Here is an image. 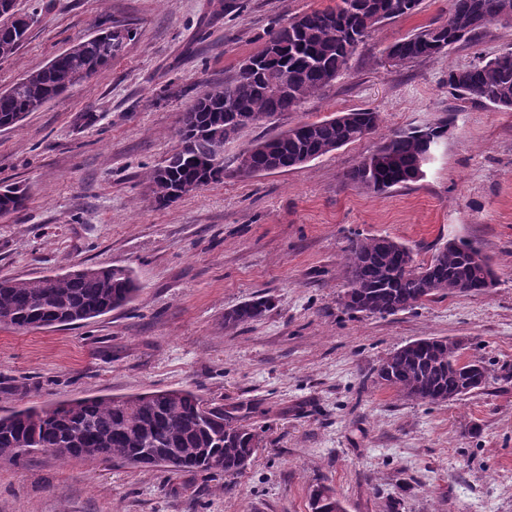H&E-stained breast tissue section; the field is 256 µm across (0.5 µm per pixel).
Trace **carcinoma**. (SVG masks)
<instances>
[{"instance_id": "1", "label": "carcinoma", "mask_w": 512, "mask_h": 512, "mask_svg": "<svg viewBox=\"0 0 512 512\" xmlns=\"http://www.w3.org/2000/svg\"><path fill=\"white\" fill-rule=\"evenodd\" d=\"M420 0H336L324 9L288 18L267 33L260 52L250 56L254 68L239 69L230 83L206 89L182 119L179 148L150 173L154 201L168 206L178 197L224 179V162L213 150L211 126L224 125V140L285 112H295L348 68L352 56L375 29L409 17ZM512 13V0H453L448 18L421 27L392 44L387 54L403 62L434 58L449 46L476 34L475 16L492 23ZM30 23L0 25V57L18 52ZM112 25L102 22L98 33L81 39L45 66L27 73L0 91V130L13 128L73 86L87 81L112 63L123 45L109 43ZM448 89L460 99L475 100L512 111V50L463 69L448 71ZM379 114L357 109L333 117L300 122L250 145L234 163L246 176L275 167L286 171L302 158H318L371 134ZM446 119L425 128L394 134L380 146L382 162L352 168L350 183L374 193L405 186L423 177L419 162L427 150L424 135L434 142L448 137ZM26 190L0 185V214L25 207ZM467 241L448 242L431 260L418 263L413 251L387 236L350 242L344 257L353 303L343 307L368 315H392L435 297L479 293L494 274L492 265L473 266ZM139 291L133 271L124 266L71 268L64 273L0 280V324L20 330L72 325L128 306ZM270 308L260 297L224 313V328L256 321ZM462 342L453 337H427L392 351L375 370L378 383L406 400L443 403L481 387L488 368L478 359L461 360ZM263 442L262 432L243 424L224 406L205 402L185 390H158L125 397L82 398L49 409L29 407L0 416V462L17 464L44 448L61 459L78 457L84 448L142 471L164 466L173 473H205L233 477L251 463ZM311 512H345L341 500L314 490Z\"/></svg>"}]
</instances>
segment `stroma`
Instances as JSON below:
<instances>
[{
    "label": "stroma",
    "mask_w": 512,
    "mask_h": 512,
    "mask_svg": "<svg viewBox=\"0 0 512 512\" xmlns=\"http://www.w3.org/2000/svg\"><path fill=\"white\" fill-rule=\"evenodd\" d=\"M331 0H16L28 38L0 60V91L101 21L132 29L110 66L0 131V182L27 192L0 216V279L71 266L130 267L126 308L87 323L0 325V414L87 397L185 389L238 408L264 441L231 480L117 461L32 454L0 462V512H311L329 487L346 512H512V111L460 100L448 71L512 49V21L444 54L395 64L387 46L446 19L452 0L379 26L347 71L294 112L244 129L225 162L300 121L372 109L378 128L300 167L223 181L160 207L150 172L179 146L196 96L259 52L280 19ZM448 119L424 177L376 194L348 172L394 133ZM387 236L428 261L446 241L480 248L496 284L393 315L345 311L351 239ZM258 297L233 330L225 311ZM429 336L464 342L484 387L408 401L375 370ZM270 306V301L263 297L245 301L224 313V327L225 329H234L259 320Z\"/></svg>",
    "instance_id": "obj_1"
}]
</instances>
